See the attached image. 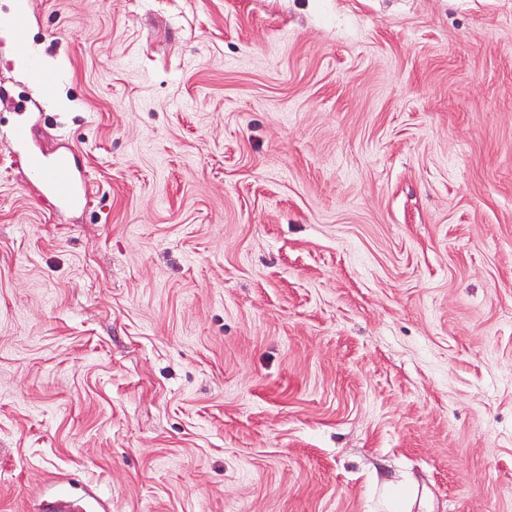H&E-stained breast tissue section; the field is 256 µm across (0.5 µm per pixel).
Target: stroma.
Segmentation results:
<instances>
[{"label":"stroma","instance_id":"1","mask_svg":"<svg viewBox=\"0 0 512 512\" xmlns=\"http://www.w3.org/2000/svg\"><path fill=\"white\" fill-rule=\"evenodd\" d=\"M23 10L0 512H512V0ZM21 126L90 204L44 198Z\"/></svg>","mask_w":512,"mask_h":512}]
</instances>
